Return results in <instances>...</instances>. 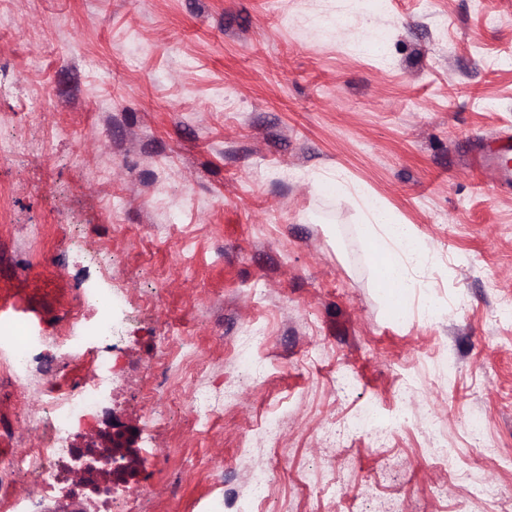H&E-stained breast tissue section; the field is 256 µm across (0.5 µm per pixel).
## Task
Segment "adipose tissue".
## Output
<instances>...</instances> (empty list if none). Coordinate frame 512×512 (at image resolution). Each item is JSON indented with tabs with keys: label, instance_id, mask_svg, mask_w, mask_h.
I'll use <instances>...</instances> for the list:
<instances>
[{
	"label": "adipose tissue",
	"instance_id": "obj_1",
	"mask_svg": "<svg viewBox=\"0 0 512 512\" xmlns=\"http://www.w3.org/2000/svg\"><path fill=\"white\" fill-rule=\"evenodd\" d=\"M373 228L383 233L382 265L379 269L380 282L383 287L396 288L407 292L412 281L408 275L413 263L415 236L408 225L395 223L378 207L370 209Z\"/></svg>",
	"mask_w": 512,
	"mask_h": 512
}]
</instances>
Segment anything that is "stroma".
I'll use <instances>...</instances> for the list:
<instances>
[{
    "instance_id": "stroma-1",
    "label": "stroma",
    "mask_w": 512,
    "mask_h": 512,
    "mask_svg": "<svg viewBox=\"0 0 512 512\" xmlns=\"http://www.w3.org/2000/svg\"><path fill=\"white\" fill-rule=\"evenodd\" d=\"M507 58L512 0H0V139L25 146L0 155V305L50 354L84 292L117 300L127 512H224L256 468L259 512H512ZM369 196L423 249L400 313ZM48 375L0 383L10 449ZM199 384L224 396L202 432ZM369 405L408 420L344 432Z\"/></svg>"
}]
</instances>
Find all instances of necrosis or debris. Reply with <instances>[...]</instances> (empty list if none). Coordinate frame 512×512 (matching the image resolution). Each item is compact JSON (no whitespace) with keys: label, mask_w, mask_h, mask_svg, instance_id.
<instances>
[{"label":"necrosis or debris","mask_w":512,"mask_h":512,"mask_svg":"<svg viewBox=\"0 0 512 512\" xmlns=\"http://www.w3.org/2000/svg\"><path fill=\"white\" fill-rule=\"evenodd\" d=\"M101 311L96 320H88L82 310H74L62 337L66 350L54 361V381L41 393L43 420L47 438L37 439L23 451L0 454V512H39L31 497L15 495L9 488L11 478L25 473L49 486H67L74 464L70 441L83 422L99 418L112 384L110 357L90 355L85 346L92 340L112 338L110 312L112 299L98 301Z\"/></svg>","instance_id":"1"}]
</instances>
